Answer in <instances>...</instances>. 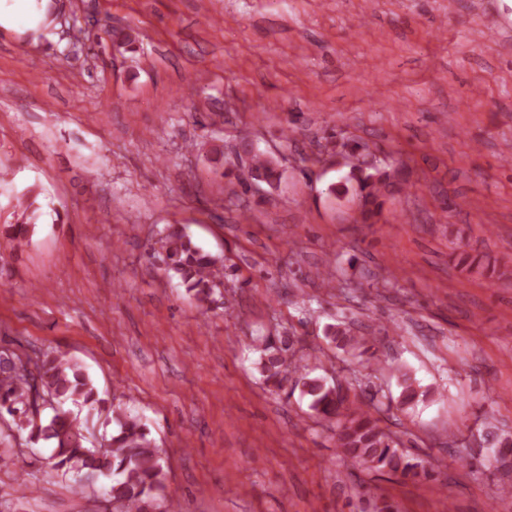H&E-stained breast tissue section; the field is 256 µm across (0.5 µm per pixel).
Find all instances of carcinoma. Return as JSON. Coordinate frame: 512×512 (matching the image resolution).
Instances as JSON below:
<instances>
[{"instance_id": "obj_1", "label": "carcinoma", "mask_w": 512, "mask_h": 512, "mask_svg": "<svg viewBox=\"0 0 512 512\" xmlns=\"http://www.w3.org/2000/svg\"><path fill=\"white\" fill-rule=\"evenodd\" d=\"M248 173L255 181L277 186L282 172L275 162L260 151L250 150ZM398 173L365 164L350 165L344 182L334 187L337 194L349 191L355 182L356 198L365 219L382 208L383 198L394 186ZM35 214L21 224H10L8 239L13 249L29 242V228L35 226ZM151 257L158 259L169 272L179 275L187 293L199 302L206 301L214 289L223 285L224 257L199 247L180 227L170 226L151 247ZM336 345L355 351L367 344L348 327L337 326L329 333ZM261 370L266 381L279 384L283 374L298 373L301 367L292 361L287 350L265 345ZM399 399L403 406L427 400L431 393L406 373L401 374ZM309 408L336 428V447L359 467L377 473L398 474L418 480L430 476L423 461L403 449L374 416L376 406L349 399L341 389L313 378L303 381ZM102 400L84 368L63 352L45 351L31 358L23 353L0 351V414L17 420L29 439L46 441L53 448L47 461L58 477L75 478L72 488L83 492L82 477L108 480V500L115 512H171L173 504H158L166 476L163 458L143 420L121 407L112 409L116 424L112 436L102 438L96 447L79 416L72 408L94 410Z\"/></svg>"}]
</instances>
